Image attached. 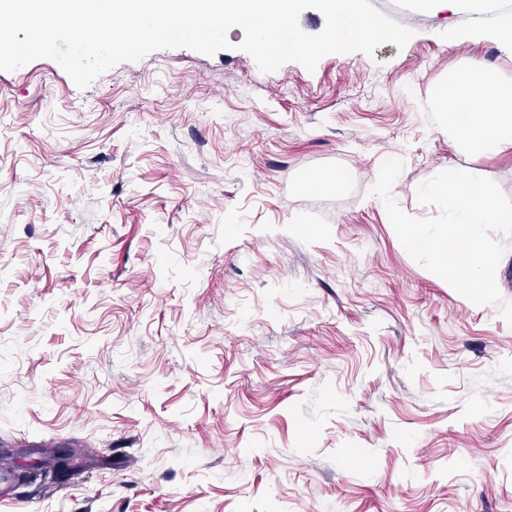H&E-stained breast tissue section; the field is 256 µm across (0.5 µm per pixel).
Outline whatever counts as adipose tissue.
Instances as JSON below:
<instances>
[{
    "label": "adipose tissue",
    "instance_id": "1",
    "mask_svg": "<svg viewBox=\"0 0 512 512\" xmlns=\"http://www.w3.org/2000/svg\"><path fill=\"white\" fill-rule=\"evenodd\" d=\"M452 149L476 155L512 152V82L481 63L449 73L435 97Z\"/></svg>",
    "mask_w": 512,
    "mask_h": 512
}]
</instances>
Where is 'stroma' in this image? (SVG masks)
Instances as JSON below:
<instances>
[{
	"label": "stroma",
	"mask_w": 512,
	"mask_h": 512,
	"mask_svg": "<svg viewBox=\"0 0 512 512\" xmlns=\"http://www.w3.org/2000/svg\"><path fill=\"white\" fill-rule=\"evenodd\" d=\"M405 48L261 72L240 50L124 62L78 89L0 71V450L83 448L0 512H512V326L416 262L447 169L512 197V156L453 151L450 72L512 80L487 12L416 11ZM350 169L341 193L311 172Z\"/></svg>",
	"instance_id": "stroma-1"
}]
</instances>
